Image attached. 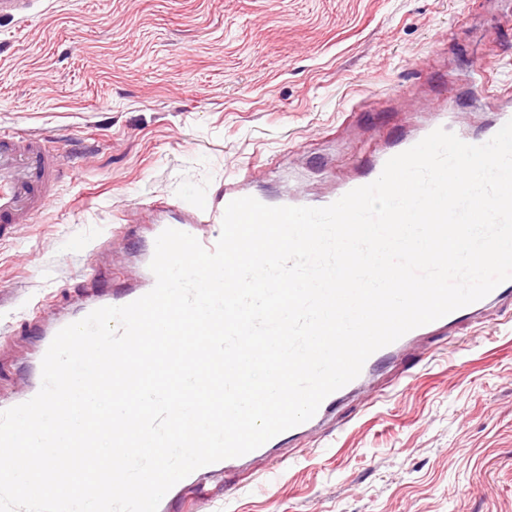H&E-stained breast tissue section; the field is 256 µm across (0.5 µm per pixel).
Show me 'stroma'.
<instances>
[{"instance_id":"obj_1","label":"stroma","mask_w":512,"mask_h":512,"mask_svg":"<svg viewBox=\"0 0 512 512\" xmlns=\"http://www.w3.org/2000/svg\"><path fill=\"white\" fill-rule=\"evenodd\" d=\"M486 63L474 92L459 76ZM512 97L501 0H32L0 16V127L60 141V194L0 243V404L44 335L143 285L166 207L248 180L317 195L358 155ZM435 337L203 512H512V304Z\"/></svg>"}]
</instances>
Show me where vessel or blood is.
Wrapping results in <instances>:
<instances>
[{
    "label": "vessel or blood",
    "instance_id": "vessel-or-blood-1",
    "mask_svg": "<svg viewBox=\"0 0 512 512\" xmlns=\"http://www.w3.org/2000/svg\"><path fill=\"white\" fill-rule=\"evenodd\" d=\"M512 120V101H507L492 120L480 129L464 134L466 143L479 145L489 141L497 131ZM415 135H405L392 141L388 147L375 156L361 159L358 174L343 183L339 192L312 197L283 196L271 198L242 182L225 184L223 190L190 204L188 210L168 220V227L193 235L208 250L214 249L221 234L222 220L227 205L235 199L251 196L267 205H289L323 207L338 200L340 193L375 181L381 174L386 161L418 143ZM63 152L53 140L15 130L0 129V241L9 238L17 225L34 223L55 197L63 166ZM512 302V280L496 287L485 298L462 307L432 323L415 328L396 342L374 352L365 362L360 375L327 396L321 403L309 425H319L353 393L364 390L381 370L395 365H405L409 351L420 339L428 336L449 334L458 324L477 319L492 304ZM307 425L295 426L272 438L258 449L236 458L217 462V469L231 471L232 468L247 464L249 460H265L267 467L282 464L279 449L285 444L301 438ZM197 474H190L175 484L161 500L158 512H170L171 508L193 500L201 505L210 496L203 487L197 486Z\"/></svg>",
    "mask_w": 512,
    "mask_h": 512
}]
</instances>
